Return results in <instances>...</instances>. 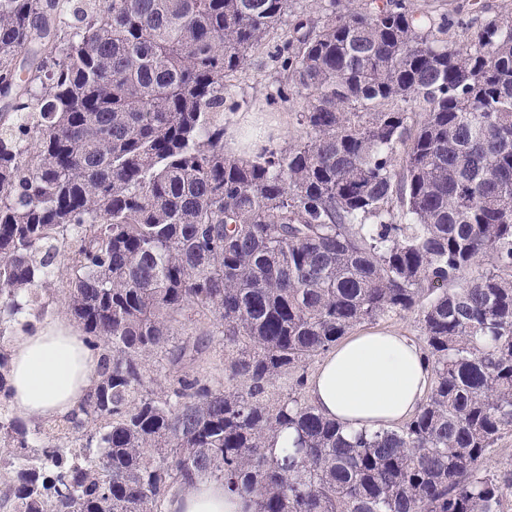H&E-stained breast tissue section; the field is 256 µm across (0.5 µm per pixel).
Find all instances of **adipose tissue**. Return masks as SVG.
<instances>
[{"instance_id":"1","label":"adipose tissue","mask_w":512,"mask_h":512,"mask_svg":"<svg viewBox=\"0 0 512 512\" xmlns=\"http://www.w3.org/2000/svg\"><path fill=\"white\" fill-rule=\"evenodd\" d=\"M100 351L62 317L32 323L11 345L10 401L25 421H60L94 385ZM422 347L399 330L361 331L336 345L307 380L315 408L347 429L389 427L412 416L430 385ZM167 512H254L248 497L202 482L172 494Z\"/></svg>"}]
</instances>
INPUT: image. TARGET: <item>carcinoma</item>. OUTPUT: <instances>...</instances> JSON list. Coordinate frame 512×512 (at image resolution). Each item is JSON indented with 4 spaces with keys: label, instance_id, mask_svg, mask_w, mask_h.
<instances>
[{
    "label": "carcinoma",
    "instance_id": "carcinoma-1",
    "mask_svg": "<svg viewBox=\"0 0 512 512\" xmlns=\"http://www.w3.org/2000/svg\"><path fill=\"white\" fill-rule=\"evenodd\" d=\"M291 20L302 134L224 151V81ZM463 27L466 41L451 30ZM40 59L21 80L20 54ZM0 506L165 512L216 479L256 512H512V20L414 0H0ZM488 261L483 268L480 262ZM103 353L79 411L11 415L5 332L51 277ZM224 337L226 387L179 373ZM418 319L432 372L397 429L345 434L277 379L354 328ZM176 378L155 382L149 361ZM291 443L277 447L282 431ZM209 319L205 318L202 313H197L196 310H187L181 324L177 327L178 336H174L175 342H181L185 340H195L199 334L209 328ZM512 463V433H506L483 459V468L499 473Z\"/></svg>",
    "mask_w": 512,
    "mask_h": 512
}]
</instances>
